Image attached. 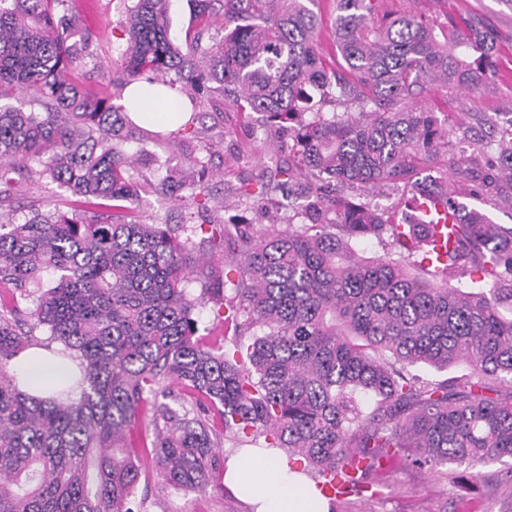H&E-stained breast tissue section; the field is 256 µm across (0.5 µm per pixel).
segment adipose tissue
Here are the masks:
<instances>
[{"mask_svg": "<svg viewBox=\"0 0 512 512\" xmlns=\"http://www.w3.org/2000/svg\"><path fill=\"white\" fill-rule=\"evenodd\" d=\"M12 368L28 393L47 395L58 371L55 355L31 348ZM224 484L255 512H329L328 502L305 474L290 468L274 448H244L226 462Z\"/></svg>", "mask_w": 512, "mask_h": 512, "instance_id": "obj_1", "label": "adipose tissue"}]
</instances>
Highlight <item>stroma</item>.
I'll list each match as a JSON object with an SVG mask.
<instances>
[{"mask_svg": "<svg viewBox=\"0 0 512 512\" xmlns=\"http://www.w3.org/2000/svg\"><path fill=\"white\" fill-rule=\"evenodd\" d=\"M69 8L89 28L92 39L75 75L95 94L108 95L112 86L107 74L120 67L126 45L120 37L125 26L124 0H69ZM421 14L447 15L457 29H464L473 15L483 17L496 35L494 73L477 91L458 89L450 94L432 91L427 103L432 111L448 118L447 148L441 149L438 166L459 154L464 129L475 136L489 135L493 121L512 111V0H419ZM199 148L209 161L207 185L220 206L226 223H262V215L245 200L235 198L237 188L257 175L269 162L271 151L256 139L250 128L232 111L198 107L196 119L183 140H161L148 145L160 159L182 163L181 144ZM74 207L72 196L50 179L31 174L19 185L8 205L0 207V223H20L34 212L64 211ZM145 223L168 222L191 228L206 220L190 201L162 202L152 197L132 208ZM508 466L495 461L479 466L478 477L465 476L463 467L448 465L436 473L415 475L392 465L384 475H370V492L348 498L338 512H512V489L502 479ZM144 512H254L251 504L230 489L215 488L200 495L161 489L156 474L140 489Z\"/></svg>", "mask_w": 512, "mask_h": 512, "instance_id": "35a3bbf8", "label": "stroma"}]
</instances>
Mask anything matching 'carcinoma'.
<instances>
[{"mask_svg": "<svg viewBox=\"0 0 512 512\" xmlns=\"http://www.w3.org/2000/svg\"><path fill=\"white\" fill-rule=\"evenodd\" d=\"M315 2L197 0L200 28L181 46L169 0H131L121 68L112 95L99 96L74 75L89 32L68 0H0V203L35 163L101 211L0 224V512H141L135 428L152 437L162 485L198 494L224 479L226 441L298 458L322 494L323 473L355 456L366 462L356 494L394 458L427 472L512 460V318L500 312L512 305V227L467 209L448 225L445 260L426 267L430 225L346 195L393 186L452 209L451 170L472 196L512 198V117L472 142L483 163L422 175L448 146V119L424 98L435 86L478 89L493 31L473 20L450 39L448 22L418 15L415 0H334L336 68L315 39ZM139 80L202 97L216 84L223 105L261 117L264 134L288 133V160L240 195L262 208L295 189L301 223L212 221L187 236L126 220L145 196L186 192L213 209L195 154L186 170L156 161L152 179L134 165L121 134L131 120L113 99ZM133 107L168 123L185 111L149 97ZM366 238L382 254L357 255ZM195 248L197 265L219 255L229 267L201 279L196 297L184 287ZM208 304L231 333L218 349L196 337L195 311ZM53 345L80 375L33 397L11 362ZM459 363L468 374L411 372Z\"/></svg>", "mask_w": 512, "mask_h": 512, "instance_id": "obj_1", "label": "carcinoma"}]
</instances>
